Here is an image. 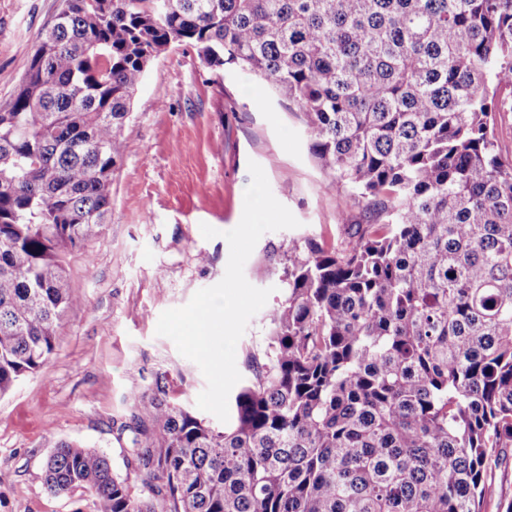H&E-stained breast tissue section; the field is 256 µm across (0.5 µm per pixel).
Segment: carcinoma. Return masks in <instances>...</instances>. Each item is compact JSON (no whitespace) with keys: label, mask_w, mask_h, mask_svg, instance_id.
I'll use <instances>...</instances> for the list:
<instances>
[{"label":"carcinoma","mask_w":512,"mask_h":512,"mask_svg":"<svg viewBox=\"0 0 512 512\" xmlns=\"http://www.w3.org/2000/svg\"><path fill=\"white\" fill-rule=\"evenodd\" d=\"M0 100V396L40 371L78 302L67 258L102 233L149 65L190 46L304 115L371 217L288 242L262 358L217 429L139 399L135 488L51 450L50 492L98 512H484L512 451V0H63ZM496 133L501 154L512 158V112H499Z\"/></svg>","instance_id":"1"}]
</instances>
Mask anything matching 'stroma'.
Listing matches in <instances>:
<instances>
[{
  "label": "stroma",
  "mask_w": 512,
  "mask_h": 512,
  "mask_svg": "<svg viewBox=\"0 0 512 512\" xmlns=\"http://www.w3.org/2000/svg\"><path fill=\"white\" fill-rule=\"evenodd\" d=\"M61 0H0V99L17 88L39 36ZM263 89L254 99L249 87ZM128 150L112 181L105 231L70 257L78 302L64 316L44 367L0 397V512H97L86 488L50 493L44 464L58 442L106 453L115 473L135 478L129 453L138 428L150 427L138 399L164 386L170 401L197 412L206 386L199 367L157 335L160 314L186 305L218 283L229 258L225 231L243 213L249 162L263 168L274 197L298 220L261 236L244 266L255 287L282 297L289 240L327 245L363 222L343 192L326 190V174L308 149L302 113L236 66L211 68L195 49L175 47L147 69L124 129ZM219 230L205 239L201 224ZM208 262H200L199 254ZM264 313L249 321L236 365L251 380L262 355Z\"/></svg>",
  "instance_id": "stroma-1"
}]
</instances>
